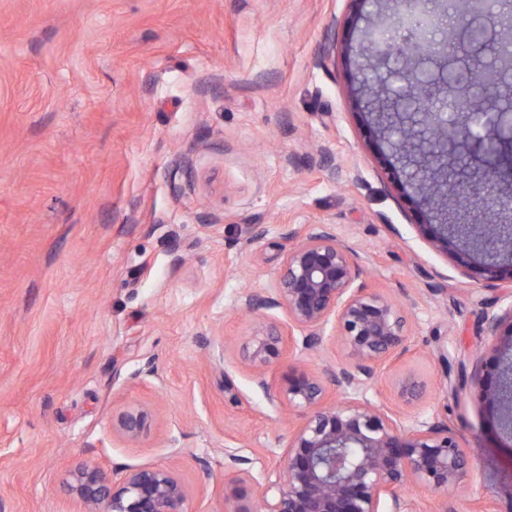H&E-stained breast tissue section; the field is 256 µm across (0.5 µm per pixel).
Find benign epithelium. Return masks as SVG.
<instances>
[{
    "label": "benign epithelium",
    "mask_w": 512,
    "mask_h": 512,
    "mask_svg": "<svg viewBox=\"0 0 512 512\" xmlns=\"http://www.w3.org/2000/svg\"><path fill=\"white\" fill-rule=\"evenodd\" d=\"M391 56L385 40L362 38L353 55L359 73L378 67ZM367 114L389 148L382 158L387 178L435 186L442 208L460 216L432 233L433 246L448 250V237L466 245L492 267L499 239H512L511 224H470L464 205L487 204L501 215L512 211V172L503 171L492 151L482 167L461 177L448 169V147L479 136L465 122L452 125L436 120V112H401L395 97H377ZM291 241L272 287L242 295L250 312L283 309L288 327L301 331L300 351H315L327 328L347 351V360L321 375L292 370L272 399L300 412L301 422L289 440L285 456L265 475L257 494L262 512H417L413 501L400 494L408 481L440 497L437 512H456L448 499L467 476L469 458L448 419L433 414L407 425L403 418L366 398L377 370L391 366L408 351V321L388 295L359 282L361 270L351 246L336 230L316 224ZM284 327L269 320L258 324L242 344V358L257 372L279 362L285 352ZM483 330L494 339L512 337V307L487 314ZM470 382L488 401L505 434L500 447L512 453V348L475 370ZM345 401L325 405L329 388ZM425 382L413 373L401 375L399 397L418 401ZM149 414L128 407L117 417L115 430L123 439L138 440L148 428ZM255 481L251 470H239L227 498L238 505L232 512H255L247 493ZM72 492L90 512H187L186 485L172 472L141 467L129 471L122 483L110 486L96 466L84 465L72 474Z\"/></svg>",
    "instance_id": "benign-epithelium-1"
}]
</instances>
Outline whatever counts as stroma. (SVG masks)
Returning a JSON list of instances; mask_svg holds the SVG:
<instances>
[{"instance_id":"1","label":"stroma","mask_w":512,"mask_h":512,"mask_svg":"<svg viewBox=\"0 0 512 512\" xmlns=\"http://www.w3.org/2000/svg\"><path fill=\"white\" fill-rule=\"evenodd\" d=\"M384 19L366 0H0V512H79L86 460L116 484L170 470L188 512H233L225 451L263 478L300 423L271 391L345 358L328 336L260 378L239 355L263 318L288 320L242 294L271 288L288 233L313 224L410 324L368 399L447 417L470 460L457 512H512V459L469 382L512 273L436 250L432 207L381 169L345 52ZM407 371L427 385L415 405ZM127 406L152 414L134 443L112 429ZM426 389L425 382L413 373L401 375L397 383L399 397L407 404L418 401Z\"/></svg>"}]
</instances>
